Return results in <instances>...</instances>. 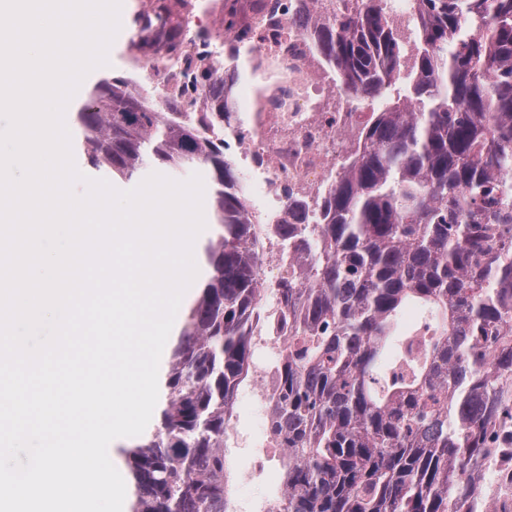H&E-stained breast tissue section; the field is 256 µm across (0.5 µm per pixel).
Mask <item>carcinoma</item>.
<instances>
[{
	"label": "carcinoma",
	"mask_w": 512,
	"mask_h": 512,
	"mask_svg": "<svg viewBox=\"0 0 512 512\" xmlns=\"http://www.w3.org/2000/svg\"><path fill=\"white\" fill-rule=\"evenodd\" d=\"M138 12L137 50L182 44L165 0ZM292 23L355 112L334 180L274 227L300 264L279 288L288 325L271 413L286 451L263 512H473L491 448H512V0H414L411 33L384 0H297ZM233 42L260 38L236 30ZM224 66L198 63L149 102L124 78L86 95L78 150L126 180L149 156L211 176V274L172 348L159 424L121 450L129 512H235L224 431L261 312L257 238L224 118ZM434 311L425 353L382 359L399 309Z\"/></svg>",
	"instance_id": "carcinoma-1"
}]
</instances>
